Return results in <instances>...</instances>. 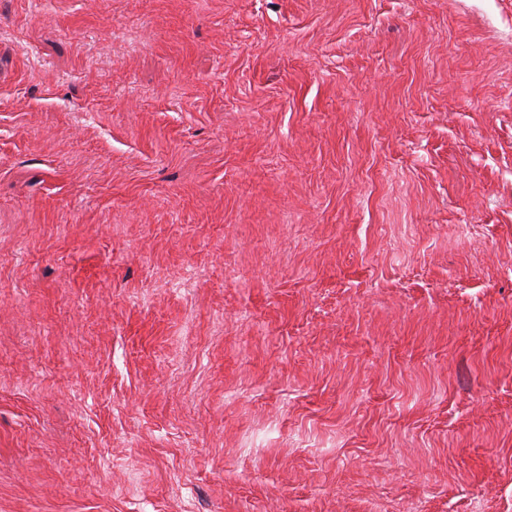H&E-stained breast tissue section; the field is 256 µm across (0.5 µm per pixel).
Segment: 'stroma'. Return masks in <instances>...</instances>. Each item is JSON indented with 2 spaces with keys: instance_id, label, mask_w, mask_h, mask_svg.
<instances>
[{
  "instance_id": "obj_1",
  "label": "stroma",
  "mask_w": 512,
  "mask_h": 512,
  "mask_svg": "<svg viewBox=\"0 0 512 512\" xmlns=\"http://www.w3.org/2000/svg\"><path fill=\"white\" fill-rule=\"evenodd\" d=\"M512 512V0H0V512Z\"/></svg>"
}]
</instances>
